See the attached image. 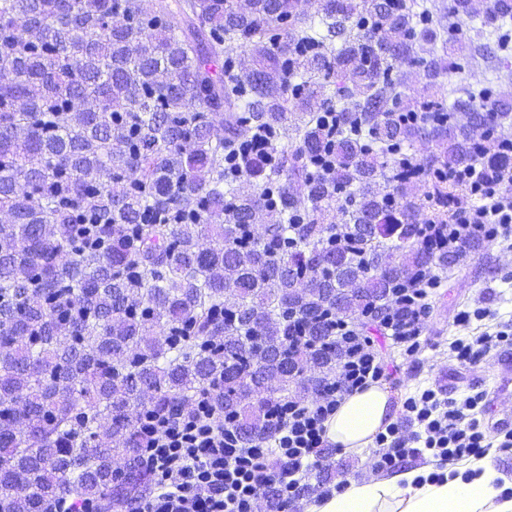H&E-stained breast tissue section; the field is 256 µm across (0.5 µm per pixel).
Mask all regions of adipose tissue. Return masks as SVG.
Listing matches in <instances>:
<instances>
[{
  "mask_svg": "<svg viewBox=\"0 0 512 512\" xmlns=\"http://www.w3.org/2000/svg\"><path fill=\"white\" fill-rule=\"evenodd\" d=\"M396 410L387 387L373 384L345 396L326 423V436L350 454L369 448L392 424ZM488 460H472L457 473L429 480L421 467H402L371 480L352 481L343 492L324 496L308 512H512Z\"/></svg>",
  "mask_w": 512,
  "mask_h": 512,
  "instance_id": "obj_1",
  "label": "adipose tissue"
}]
</instances>
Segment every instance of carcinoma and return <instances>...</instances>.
Listing matches in <instances>:
<instances>
[{"mask_svg":"<svg viewBox=\"0 0 512 512\" xmlns=\"http://www.w3.org/2000/svg\"><path fill=\"white\" fill-rule=\"evenodd\" d=\"M465 21L495 36L512 0H451L446 16L319 0L306 19L299 0H0V512L140 497L145 409L206 394L264 434L265 406L318 392L339 361L323 314L353 319L409 271L457 262L417 244V179H379L420 141L425 170L468 162L472 128L512 115L482 90L412 108L390 78L417 66L436 88L466 55L512 77L502 46L454 40ZM464 192L428 184L433 219ZM118 458L132 466L116 484Z\"/></svg>","mask_w":512,"mask_h":512,"instance_id":"1","label":"carcinoma"}]
</instances>
